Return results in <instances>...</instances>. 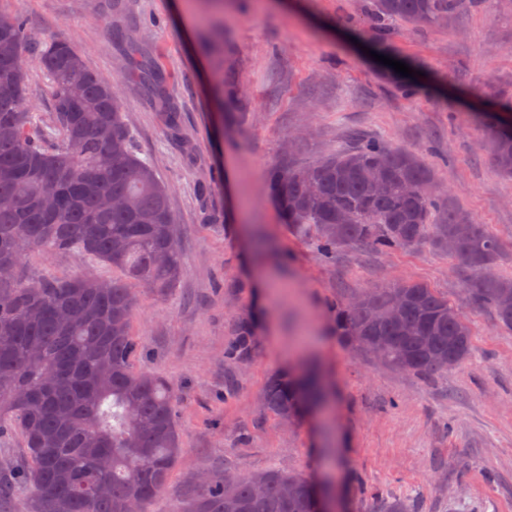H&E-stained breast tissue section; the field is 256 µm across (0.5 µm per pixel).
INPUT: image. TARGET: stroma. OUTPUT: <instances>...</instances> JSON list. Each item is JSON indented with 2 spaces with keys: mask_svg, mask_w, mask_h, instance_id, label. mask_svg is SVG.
<instances>
[{
  "mask_svg": "<svg viewBox=\"0 0 512 512\" xmlns=\"http://www.w3.org/2000/svg\"><path fill=\"white\" fill-rule=\"evenodd\" d=\"M372 10L373 0H0L29 23L26 108L51 109L36 47L70 42L117 81L125 123L169 188L185 273L163 296L136 289L132 330L136 368L177 389L182 453L149 512H175L204 470L273 468L333 479L349 512H374L376 492L414 512H512V330L472 297L447 251L352 246L323 262L311 238L279 222L266 189L273 164L368 139L419 152L449 208L499 241L495 273L512 277V179L471 119L512 103V0L464 2L439 25L393 19L383 43ZM117 27L129 28L139 56L114 38ZM141 61L161 72L177 129L138 84ZM244 105L249 116L237 120ZM27 264L58 279L113 275L76 251L33 253ZM400 281L458 309L472 333L466 364L422 379L337 336L332 302ZM245 317L256 335L235 362L224 349ZM310 365L330 388L329 416L281 422L263 388Z\"/></svg>",
  "mask_w": 512,
  "mask_h": 512,
  "instance_id": "1",
  "label": "stroma"
}]
</instances>
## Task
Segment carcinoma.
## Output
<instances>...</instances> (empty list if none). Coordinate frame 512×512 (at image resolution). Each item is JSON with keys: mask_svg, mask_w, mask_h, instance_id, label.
Wrapping results in <instances>:
<instances>
[{"mask_svg": "<svg viewBox=\"0 0 512 512\" xmlns=\"http://www.w3.org/2000/svg\"><path fill=\"white\" fill-rule=\"evenodd\" d=\"M456 0H375L379 17L412 26L448 19ZM27 23L0 12V431L17 432L28 465L29 512H148L181 453L177 395L139 371L132 333L134 288L164 295L184 267L168 187L140 156L124 121L116 81L86 66L70 43H42L52 112L39 126L24 108ZM141 88L177 126L156 68ZM497 168L512 177V122L483 113ZM430 166L415 152L371 140L305 165L267 171L283 223L315 238L323 259L361 245L381 253L453 247L473 274L471 291L512 328V280L485 275L499 249L481 225L428 191ZM32 251H78L119 276L54 280L25 275ZM336 335L386 366L421 376L471 355V329L448 299L419 282L377 288L331 305ZM252 323L241 320L226 355L251 352ZM327 397L311 374L275 378L267 409L294 420ZM176 512H316V484L274 468L247 477L212 474Z\"/></svg>", "mask_w": 512, "mask_h": 512, "instance_id": "cac0c4a2", "label": "carcinoma"}]
</instances>
